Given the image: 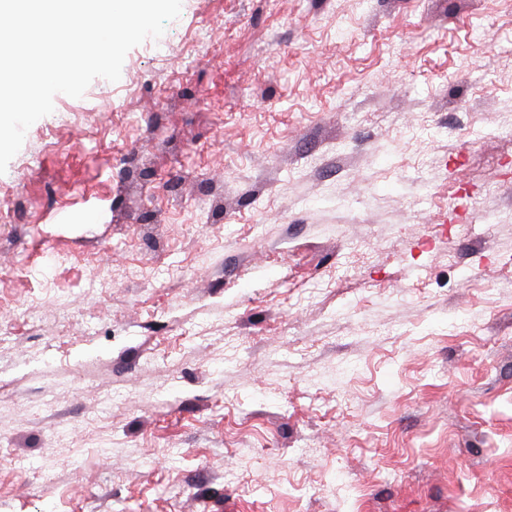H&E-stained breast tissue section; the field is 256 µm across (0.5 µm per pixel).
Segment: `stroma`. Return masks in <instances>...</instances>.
Listing matches in <instances>:
<instances>
[{"instance_id": "stroma-1", "label": "stroma", "mask_w": 512, "mask_h": 512, "mask_svg": "<svg viewBox=\"0 0 512 512\" xmlns=\"http://www.w3.org/2000/svg\"><path fill=\"white\" fill-rule=\"evenodd\" d=\"M0 512H512V0H183L56 95Z\"/></svg>"}]
</instances>
